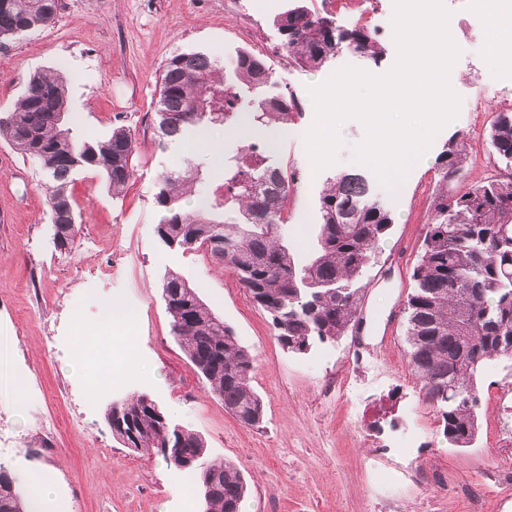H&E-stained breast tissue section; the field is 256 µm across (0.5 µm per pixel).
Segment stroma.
Masks as SVG:
<instances>
[{"label": "stroma", "mask_w": 512, "mask_h": 512, "mask_svg": "<svg viewBox=\"0 0 512 512\" xmlns=\"http://www.w3.org/2000/svg\"><path fill=\"white\" fill-rule=\"evenodd\" d=\"M288 4L239 0L228 19L224 0H62L54 23L0 44V116L21 98L33 73L59 70L68 85L65 120L77 139L103 141L122 125L137 142L134 176L121 196H112L100 172L72 174L79 232L63 250L53 240L44 171L0 140V336L11 339L0 355V434L13 441L0 447V466L21 481L52 471L55 494L47 512H200L185 473L159 450L134 451L112 433V402L142 393L204 439L208 460L240 465L248 487L245 512H380L384 495L399 498L404 512H469L453 493L459 485L483 492L486 512H512V489L497 481L504 441L512 437V363L492 360L480 371V434L472 447L452 448L422 400L404 336L410 273L438 193L435 160L454 140L472 165L467 181L453 182V189L489 175L487 132L496 113L512 110V68L491 53L492 30L464 0L449 5L452 36L462 50L450 77L462 98L458 118L403 180L370 181L393 224L362 277L361 333L314 344L304 354L283 350L268 315L231 270L206 249L167 248L155 233L159 178L192 157L185 143L158 145L162 66L179 53L231 60L247 51L263 59L269 81L241 88L243 107L290 95L299 110L285 129L222 131L195 157L216 186L225 154L241 141L274 137L278 146L269 162L295 180L281 232L301 259L310 256L319 196L331 178L353 169L351 148L364 128L344 123L337 163L306 177L304 135L314 119L307 87L345 65L384 73L396 47L379 16L369 25L379 59L342 49L319 70L296 67L275 24ZM170 270L190 282L255 356L253 385L264 402L260 426H244L225 410L173 338L161 295ZM115 299L136 310L131 328L114 326L107 340L84 334ZM128 333L134 345L125 344ZM103 350L128 355L121 382L99 383L92 361ZM340 375L351 380L348 393L334 386ZM497 392L505 398L494 406L489 397ZM372 460L393 473L388 491H380L370 473Z\"/></svg>", "instance_id": "35a3bbf8"}]
</instances>
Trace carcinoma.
I'll return each mask as SVG.
<instances>
[{
    "mask_svg": "<svg viewBox=\"0 0 512 512\" xmlns=\"http://www.w3.org/2000/svg\"><path fill=\"white\" fill-rule=\"evenodd\" d=\"M62 0H0V37L23 36L49 25ZM288 61L321 69L340 49L378 58L372 32L363 25L344 29L299 4L278 18ZM235 83L217 79L218 61L203 53L177 54L159 77V145L180 141L198 128H233L242 120L255 129L288 127L297 104L291 97L262 100L241 110L238 84L268 82L262 59L242 53L233 62ZM64 77L37 73L7 117L0 138L18 153L37 160L49 180L52 224L70 227L57 244L72 245L79 231L67 186L74 170L105 175L112 195L121 194L134 175L136 140L123 126L103 142L79 141L66 127ZM493 173L464 192L448 182L464 177L467 157L450 141L436 159L441 189L424 227L412 269V292L404 307L408 360L420 392L436 412L452 448H468L478 438L477 376L491 360H512V111L496 113L488 133ZM270 150L242 141L224 160L219 190L198 189L201 208L187 212L184 195L204 182L200 164L161 176L155 203L163 212L156 225L167 247H204L215 263L235 273L242 288L266 311L277 341L295 353L316 342H335L356 321L362 298L360 278L393 224L391 212L373 197L363 173H344L319 198L318 247L307 263L285 241L280 227L294 178L268 162ZM221 209L219 220L208 209ZM172 334L183 345L208 389L246 427L263 420V401L252 385L255 357L233 329L215 315L180 274L168 272L161 284ZM135 433L137 451L163 448L171 439L191 464L182 471L207 475L212 497L207 512H242L247 486L231 462L207 463L203 439L168 430L163 412L141 395L112 410ZM0 512H28L20 491L0 496Z\"/></svg>",
    "mask_w": 512,
    "mask_h": 512,
    "instance_id": "carcinoma-1",
    "label": "carcinoma"
}]
</instances>
